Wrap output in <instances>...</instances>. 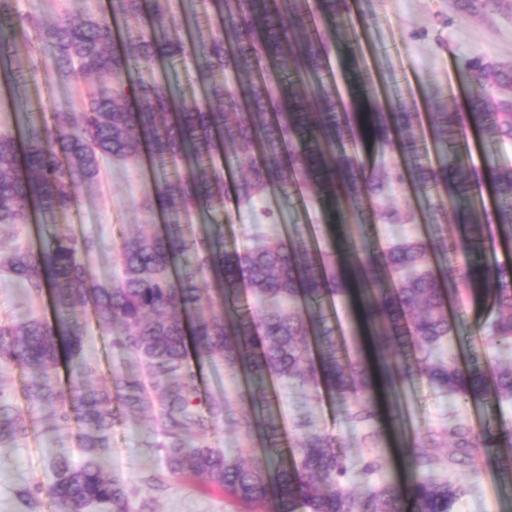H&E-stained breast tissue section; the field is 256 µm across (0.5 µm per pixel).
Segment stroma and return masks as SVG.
<instances>
[{
	"instance_id": "obj_1",
	"label": "stroma",
	"mask_w": 512,
	"mask_h": 512,
	"mask_svg": "<svg viewBox=\"0 0 512 512\" xmlns=\"http://www.w3.org/2000/svg\"><path fill=\"white\" fill-rule=\"evenodd\" d=\"M353 12L361 14L354 40L364 58V71L378 88L390 96L426 113L440 107L454 112L466 109L468 85L464 72L469 59L480 57L503 65H512V0H349ZM109 0H16L24 15L40 16L52 22L67 12H100L109 8ZM16 70L25 75L23 97L27 109L38 122L51 120L53 108L80 109L92 86L85 77L60 80L51 51L38 36L19 41L13 59ZM149 167L132 162L118 165L103 160L94 185L78 189V202L71 210L41 219L31 217L0 233L5 248L36 250L44 247L54 233L75 238H91L96 248L83 260L98 282L109 283L120 269L115 261L119 250L118 232L122 227L160 223L159 215L147 210L142 198L147 190ZM380 206H399L412 217L411 223L377 227L381 243L408 236L429 238L433 227L427 224L425 202L409 185L396 187L379 201ZM268 208L280 215L279 225H257L256 209ZM326 214L312 199L283 204L275 195L264 196L255 207L235 209L224 218V236L239 246L252 243L253 235H274L287 231L289 237L306 236L325 229ZM31 315L52 318L48 297H30L14 287L7 274L0 273V323ZM494 317L488 297L468 303L460 315L461 335L442 348L444 356L467 361L472 352L485 354L492 362H512V348L488 344L485 328ZM82 356L91 370L95 385L108 384L113 375H133L151 386L147 368L133 357L113 352L106 334L96 322H88L83 338ZM27 368L0 366V397L29 423L25 438L0 445V512H59L48 489L55 480L53 458L65 457L71 465H82L86 454L79 446L78 427L55 421L50 409H30L25 384ZM246 390L243 375L228 371L221 358H213L201 371L199 396L202 401L224 403V419L204 431L210 447L233 450L250 448L261 452L265 446L259 435H246L239 427L247 411L242 398ZM275 396L266 414L280 427L284 437L297 440L298 422L309 417L314 427L336 436L346 452L354 457L365 454L364 427L349 421L336 400L325 390L310 384L275 383ZM404 415L408 433L418 434L441 429L456 422L474 425L485 420L512 429V404L491 408L463 404L418 381L405 387L392 405L383 406L381 416L392 407ZM160 408L151 403L132 413L117 407L116 419L108 439V469L124 485L131 505L151 500L155 512H245L244 507L222 489L197 478H174L165 465L166 437L159 423ZM449 448L431 449L441 475L461 490L453 512H500L512 506V492L506 491L494 463L478 469L448 467ZM157 474L162 487H154L148 474ZM33 490V506H26L18 492Z\"/></svg>"
}]
</instances>
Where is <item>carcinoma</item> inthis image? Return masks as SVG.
I'll use <instances>...</instances> for the list:
<instances>
[{
	"instance_id": "cac0c4a2",
	"label": "carcinoma",
	"mask_w": 512,
	"mask_h": 512,
	"mask_svg": "<svg viewBox=\"0 0 512 512\" xmlns=\"http://www.w3.org/2000/svg\"><path fill=\"white\" fill-rule=\"evenodd\" d=\"M110 4L103 17L66 14L46 26L15 13L13 0H0L1 84L14 83L5 63L31 31L54 53L60 77L112 75L82 110L57 112L53 125H34L21 141L0 134V230L32 212L71 209L78 187L98 178L107 156L122 164L148 161L153 177L144 203L162 216L199 207L222 215L268 193L288 197L305 187L328 206L330 222L350 212L362 229L350 246L354 278L310 240L264 237L241 248L224 240L221 222L201 236L183 224H143L123 233L121 276L108 285L97 282L82 259L94 246L90 239L61 233L43 249L1 254L0 264L26 294L49 291L55 319L0 324V364L30 370L31 406L49 407L55 418L83 427L84 464L52 461L49 494L60 512H132L98 449L107 447L115 402L129 410L148 403L143 385L124 375H113L103 389L85 386L90 372L82 362L79 307L112 336L113 349L149 368L168 437V473L200 478L250 512H452L460 489L435 472L428 453L448 442L449 465L476 467L492 459L511 478L512 431L491 422L403 437L411 471L404 485L380 478L385 459L378 450L354 459L335 436L309 429L305 418L298 426L308 431L289 458L277 448L273 427L248 418L247 433L258 430L270 439L262 454L246 461L240 448H211L195 430L223 420L224 403L191 410L198 387L190 357H222L228 370L245 376L254 406L268 401L270 381H295L324 388L343 404L355 399L348 417L367 425L378 419L385 394L416 380L465 403H512L511 363L486 366L476 355L462 365L437 355L459 333L448 300L464 308L463 287L492 296L497 315L486 335L494 345H512V262H484L493 229L512 233V168L477 167L466 158L472 129L493 142H512V68L481 58L467 62L469 111L445 107L427 114L431 160L416 136L420 113L410 106L380 108L371 99L352 112L326 89L331 44L325 29L345 23L348 0H210L214 34L200 44L176 23L170 0H152L148 10L145 0ZM117 18L145 20L128 46L119 41ZM187 56L197 85L190 99L165 80L141 75L144 66L168 68ZM216 71L235 82L211 80ZM395 147L401 161L391 170L368 163L369 149ZM237 162L245 171L226 180L224 168ZM405 182L426 196L429 221L446 224L452 217L464 238L404 239L380 248L375 224L405 218L396 208L376 207V200ZM486 182L493 209L473 201L460 208V198ZM439 252L448 262L437 268ZM248 295L262 307L252 310ZM341 297L358 298L371 335L367 355L344 353L325 314ZM63 356L73 365L67 400L51 373ZM27 434L25 416L1 400L0 444Z\"/></svg>"
}]
</instances>
